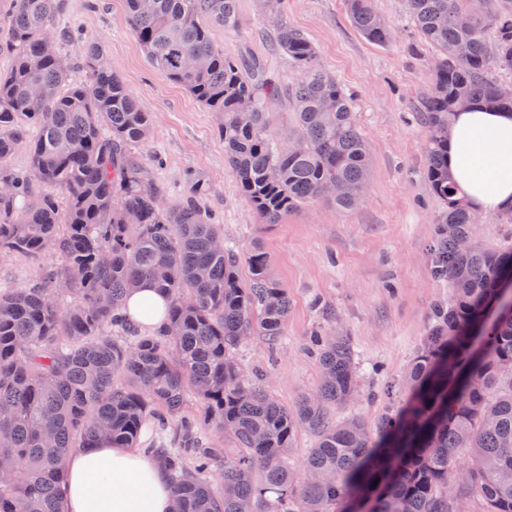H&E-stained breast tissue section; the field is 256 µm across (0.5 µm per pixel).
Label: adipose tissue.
<instances>
[{"label":"adipose tissue","mask_w":512,"mask_h":512,"mask_svg":"<svg viewBox=\"0 0 512 512\" xmlns=\"http://www.w3.org/2000/svg\"><path fill=\"white\" fill-rule=\"evenodd\" d=\"M448 172L459 197L478 212L512 204V114L473 104L448 127ZM166 299L142 285L125 311L144 330L166 322ZM173 492L162 468L141 449L102 443L68 461L64 512H172Z\"/></svg>","instance_id":"adipose-tissue-1"}]
</instances>
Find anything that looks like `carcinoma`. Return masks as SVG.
I'll list each match as a JSON object with an SVG mask.
<instances>
[{
    "instance_id": "carcinoma-1",
    "label": "carcinoma",
    "mask_w": 512,
    "mask_h": 512,
    "mask_svg": "<svg viewBox=\"0 0 512 512\" xmlns=\"http://www.w3.org/2000/svg\"><path fill=\"white\" fill-rule=\"evenodd\" d=\"M487 43L478 17L465 24L464 0H406L410 21L432 44L433 90L419 102L429 128L427 175L444 209L430 246L448 300L430 325L401 386L404 408L376 431L331 409L359 393L354 354L344 336L311 339L322 381L293 408L250 379L235 351L253 336L276 346L288 317V291L258 247L240 256L204 205L196 178L165 205L133 148L151 133L143 111L104 63L99 43L60 28L62 0H11L9 68L0 71V252L58 254L63 266L45 282L0 295V512H63L66 459L102 442L131 447L147 420L154 437L168 427L177 447L157 449L174 512H512V314L485 318L512 277V238L479 244L469 207L448 174V123L481 103L512 110V0H496ZM129 28L152 65L224 118V159L243 195L268 224L338 186L349 208L366 186L370 155L354 103L324 71L313 41L293 26L273 30L277 50L299 73L282 90L262 64L219 49L212 30L237 25L236 0H126ZM369 41L390 28L370 0H347ZM74 48V53L67 48ZM186 58L197 65L187 68ZM46 87L42 98L29 95ZM288 95L298 148L268 134L269 102ZM252 103L251 118L240 105ZM21 148L29 167L10 160ZM47 191L31 198L30 185ZM148 281L169 302L168 320L142 336L123 313L129 291ZM192 390L199 414H184ZM209 429L234 443L216 447ZM316 436L301 470L289 463L299 430ZM224 468V487L208 480Z\"/></svg>"
}]
</instances>
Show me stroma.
<instances>
[{"mask_svg":"<svg viewBox=\"0 0 512 512\" xmlns=\"http://www.w3.org/2000/svg\"><path fill=\"white\" fill-rule=\"evenodd\" d=\"M372 5L392 26L383 45L358 31L345 0H282L276 18L263 0H237V28L212 32L219 48L265 61L287 85L294 70L269 41L275 20H282L308 35L322 68L355 103L371 156L362 201L342 209L320 198L277 224L264 223L242 195L217 134L220 113L148 61L127 25L125 0H63L57 23L99 40L107 65L149 112L152 134L139 154L165 201L180 198L189 176L204 180L211 187L205 205L222 224L225 245L239 253L241 277H248L246 256L258 246L287 288L290 309L278 348L260 337L245 343L236 354L244 371L267 378L279 402L291 407L320 383L311 336L323 330L348 337L361 396L334 416L353 415L373 428L406 403L402 377L427 332L431 307L447 299L448 285L431 271L429 246L440 204L426 177L428 129L412 106L431 91L427 59L433 50L409 20L406 0ZM58 264L51 254L0 256V292L34 286L45 268Z\"/></svg>","mask_w":512,"mask_h":512,"instance_id":"35a3bbf8","label":"stroma"}]
</instances>
